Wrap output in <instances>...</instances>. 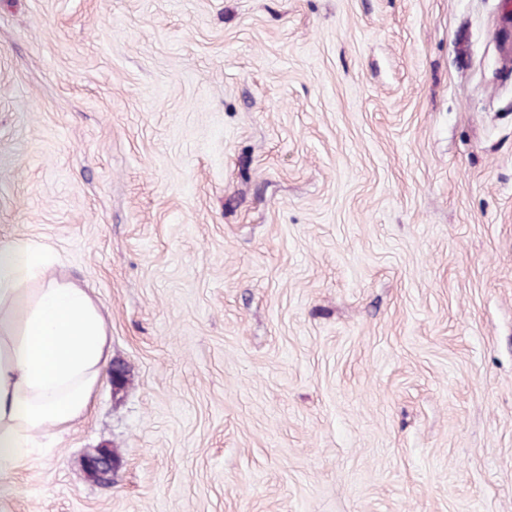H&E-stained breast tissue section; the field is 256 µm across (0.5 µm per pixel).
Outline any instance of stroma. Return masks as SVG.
<instances>
[{
	"label": "stroma",
	"mask_w": 512,
	"mask_h": 512,
	"mask_svg": "<svg viewBox=\"0 0 512 512\" xmlns=\"http://www.w3.org/2000/svg\"><path fill=\"white\" fill-rule=\"evenodd\" d=\"M500 19L0 0V241L50 245L127 368L0 512H512Z\"/></svg>",
	"instance_id": "stroma-1"
}]
</instances>
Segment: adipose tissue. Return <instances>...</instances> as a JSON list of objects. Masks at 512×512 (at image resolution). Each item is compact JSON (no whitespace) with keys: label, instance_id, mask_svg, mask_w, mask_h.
Here are the masks:
<instances>
[{"label":"adipose tissue","instance_id":"adipose-tissue-1","mask_svg":"<svg viewBox=\"0 0 512 512\" xmlns=\"http://www.w3.org/2000/svg\"><path fill=\"white\" fill-rule=\"evenodd\" d=\"M50 249L0 243V470L27 463L39 436L85 419L111 364L98 301L51 275Z\"/></svg>","mask_w":512,"mask_h":512}]
</instances>
